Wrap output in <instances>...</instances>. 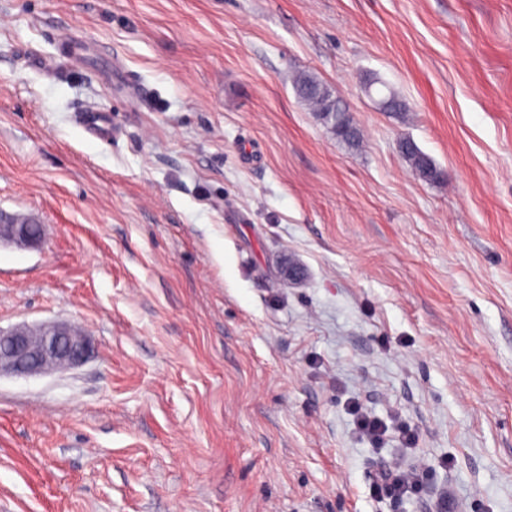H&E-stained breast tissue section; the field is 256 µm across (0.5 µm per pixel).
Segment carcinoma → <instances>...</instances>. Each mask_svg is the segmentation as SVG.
I'll return each mask as SVG.
<instances>
[{
    "label": "carcinoma",
    "instance_id": "obj_1",
    "mask_svg": "<svg viewBox=\"0 0 512 512\" xmlns=\"http://www.w3.org/2000/svg\"><path fill=\"white\" fill-rule=\"evenodd\" d=\"M293 83L297 97L336 135V138L351 149L361 147L363 133L356 124L349 105L340 99L330 86L306 70L296 72ZM399 151L418 178L429 182H437L444 178L443 171L413 140H400Z\"/></svg>",
    "mask_w": 512,
    "mask_h": 512
}]
</instances>
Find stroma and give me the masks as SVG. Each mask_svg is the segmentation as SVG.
<instances>
[{
	"label": "stroma",
	"mask_w": 512,
	"mask_h": 512,
	"mask_svg": "<svg viewBox=\"0 0 512 512\" xmlns=\"http://www.w3.org/2000/svg\"><path fill=\"white\" fill-rule=\"evenodd\" d=\"M0 210V327L93 344L0 376V512H512V0H0ZM297 97L318 120L351 149L363 143V133L356 124L349 105L334 90L310 71H297L293 77ZM399 151L418 178L429 182H437L444 178L443 171L437 167L434 160L410 138L400 140ZM22 224L14 217L0 212V246L13 244L24 247L39 246L44 240V224ZM351 409L355 415V425L359 433L376 442L384 440L391 430L390 425L365 412L355 401L352 402ZM374 493H385L396 498L405 497L418 490V480L410 479L400 470L383 474L372 486Z\"/></svg>",
	"instance_id": "obj_1"
}]
</instances>
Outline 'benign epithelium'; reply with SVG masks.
I'll return each mask as SVG.
<instances>
[{"label": "benign epithelium", "mask_w": 512, "mask_h": 512, "mask_svg": "<svg viewBox=\"0 0 512 512\" xmlns=\"http://www.w3.org/2000/svg\"><path fill=\"white\" fill-rule=\"evenodd\" d=\"M44 240V225L22 224L0 212V245L36 247ZM90 343L69 323L39 326L17 325L0 329V374L30 377L51 371L63 372L84 363Z\"/></svg>", "instance_id": "obj_1"}]
</instances>
